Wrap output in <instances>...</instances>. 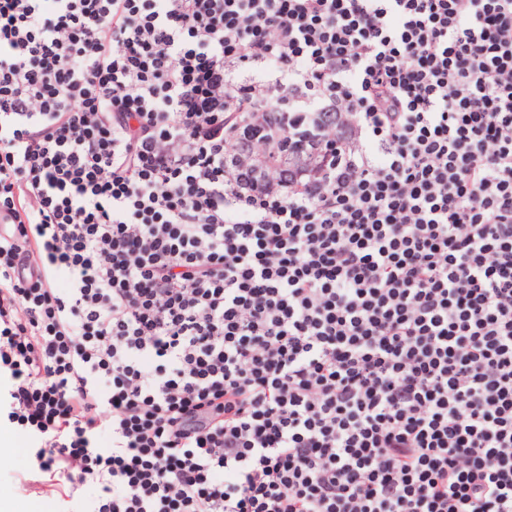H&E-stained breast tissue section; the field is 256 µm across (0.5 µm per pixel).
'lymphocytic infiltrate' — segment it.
<instances>
[{"label":"lymphocytic infiltrate","instance_id":"1","mask_svg":"<svg viewBox=\"0 0 512 512\" xmlns=\"http://www.w3.org/2000/svg\"><path fill=\"white\" fill-rule=\"evenodd\" d=\"M0 365L98 512H512V0H0Z\"/></svg>","mask_w":512,"mask_h":512}]
</instances>
